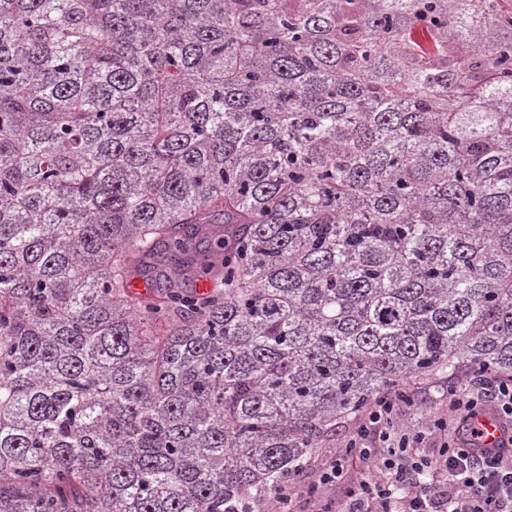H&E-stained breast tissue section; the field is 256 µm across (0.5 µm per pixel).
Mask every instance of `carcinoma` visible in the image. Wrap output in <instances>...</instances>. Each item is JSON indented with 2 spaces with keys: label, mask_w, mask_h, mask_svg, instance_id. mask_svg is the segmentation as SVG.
Masks as SVG:
<instances>
[{
  "label": "carcinoma",
  "mask_w": 512,
  "mask_h": 512,
  "mask_svg": "<svg viewBox=\"0 0 512 512\" xmlns=\"http://www.w3.org/2000/svg\"><path fill=\"white\" fill-rule=\"evenodd\" d=\"M473 372L512 375V0H0V512H275Z\"/></svg>",
  "instance_id": "cac0c4a2"
}]
</instances>
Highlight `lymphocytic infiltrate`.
I'll return each instance as SVG.
<instances>
[{
	"label": "lymphocytic infiltrate",
	"instance_id": "lymphocytic-infiltrate-1",
	"mask_svg": "<svg viewBox=\"0 0 512 512\" xmlns=\"http://www.w3.org/2000/svg\"><path fill=\"white\" fill-rule=\"evenodd\" d=\"M413 404L381 397L354 418L349 443L308 478L277 489L287 512H512V453L479 449L475 418L512 423V379L469 377L448 392V414L405 427ZM343 487L336 499L329 491Z\"/></svg>",
	"mask_w": 512,
	"mask_h": 512
}]
</instances>
